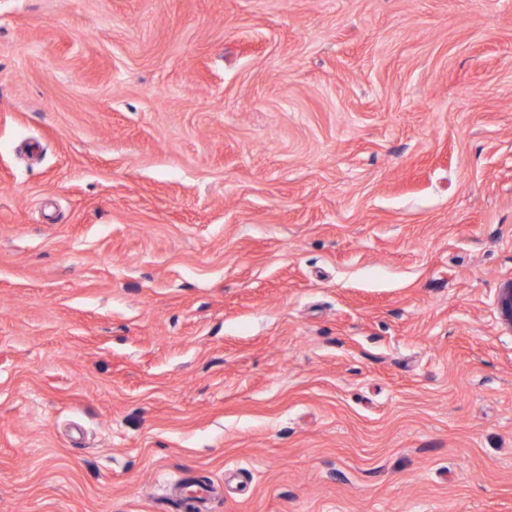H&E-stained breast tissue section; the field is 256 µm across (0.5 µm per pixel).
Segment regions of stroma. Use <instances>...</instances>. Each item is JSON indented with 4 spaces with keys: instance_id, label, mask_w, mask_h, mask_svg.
I'll return each instance as SVG.
<instances>
[{
    "instance_id": "35a3bbf8",
    "label": "stroma",
    "mask_w": 512,
    "mask_h": 512,
    "mask_svg": "<svg viewBox=\"0 0 512 512\" xmlns=\"http://www.w3.org/2000/svg\"><path fill=\"white\" fill-rule=\"evenodd\" d=\"M512 0H0V512H512ZM496 313L501 328L512 333V279L501 283L497 290Z\"/></svg>"
}]
</instances>
